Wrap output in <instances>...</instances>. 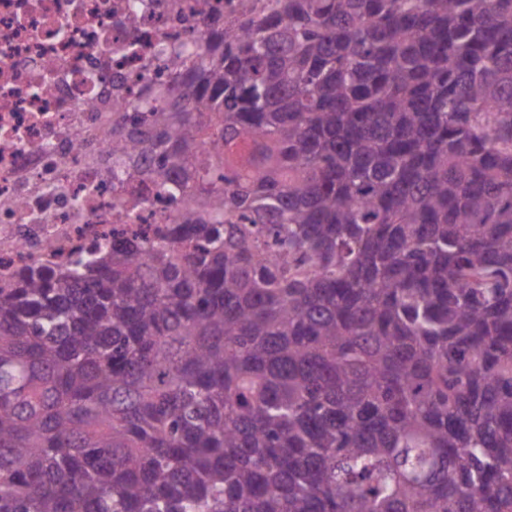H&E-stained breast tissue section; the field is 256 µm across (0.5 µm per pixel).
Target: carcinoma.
<instances>
[{"mask_svg": "<svg viewBox=\"0 0 512 512\" xmlns=\"http://www.w3.org/2000/svg\"><path fill=\"white\" fill-rule=\"evenodd\" d=\"M204 27L172 222L0 286V512H512V0Z\"/></svg>", "mask_w": 512, "mask_h": 512, "instance_id": "1", "label": "carcinoma"}]
</instances>
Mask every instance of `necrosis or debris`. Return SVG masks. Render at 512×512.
<instances>
[{
  "mask_svg": "<svg viewBox=\"0 0 512 512\" xmlns=\"http://www.w3.org/2000/svg\"><path fill=\"white\" fill-rule=\"evenodd\" d=\"M196 0H0V282L90 238L170 223L139 169L107 154L113 112L160 106L192 63Z\"/></svg>",
  "mask_w": 512,
  "mask_h": 512,
  "instance_id": "1",
  "label": "necrosis or debris"
}]
</instances>
